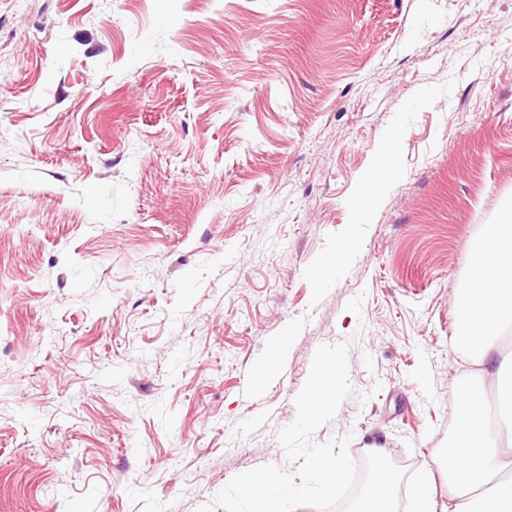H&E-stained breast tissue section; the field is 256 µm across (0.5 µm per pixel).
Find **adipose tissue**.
Here are the masks:
<instances>
[{"label":"adipose tissue","mask_w":512,"mask_h":512,"mask_svg":"<svg viewBox=\"0 0 512 512\" xmlns=\"http://www.w3.org/2000/svg\"><path fill=\"white\" fill-rule=\"evenodd\" d=\"M474 273L454 300L461 350L482 366L493 392L464 383L458 426L442 468L448 474L447 512H512V450L504 449L488 416H512V361L497 342L512 328V223L488 225L471 246Z\"/></svg>","instance_id":"1"}]
</instances>
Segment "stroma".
<instances>
[{
	"label": "stroma",
	"mask_w": 512,
	"mask_h": 512,
	"mask_svg": "<svg viewBox=\"0 0 512 512\" xmlns=\"http://www.w3.org/2000/svg\"><path fill=\"white\" fill-rule=\"evenodd\" d=\"M511 211L512 0H0V512H196L288 468L341 341L313 443L446 503L454 294ZM397 167L391 154H386L363 177V202L358 208L356 222H368L372 213V194L376 186L395 178Z\"/></svg>",
	"instance_id": "1"
}]
</instances>
